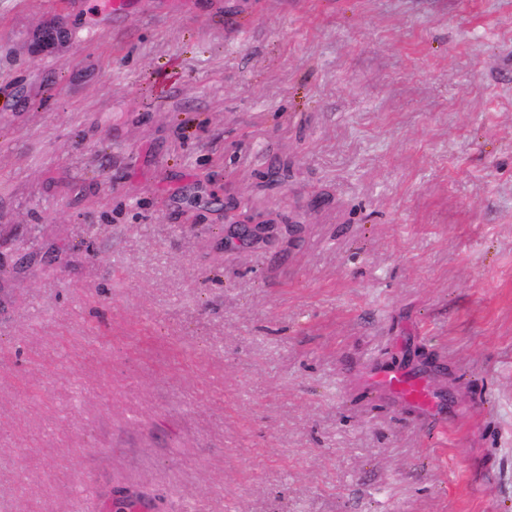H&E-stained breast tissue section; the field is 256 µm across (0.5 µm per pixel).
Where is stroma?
<instances>
[{
	"label": "stroma",
	"instance_id": "35a3bbf8",
	"mask_svg": "<svg viewBox=\"0 0 512 512\" xmlns=\"http://www.w3.org/2000/svg\"><path fill=\"white\" fill-rule=\"evenodd\" d=\"M125 491L512 512V0H0V512ZM136 0H79L74 7L79 10L96 9L111 16L112 21L125 20L135 13ZM378 385L389 395L416 407L424 414L433 411L430 393L418 378L408 372H386L379 377Z\"/></svg>",
	"mask_w": 512,
	"mask_h": 512
}]
</instances>
